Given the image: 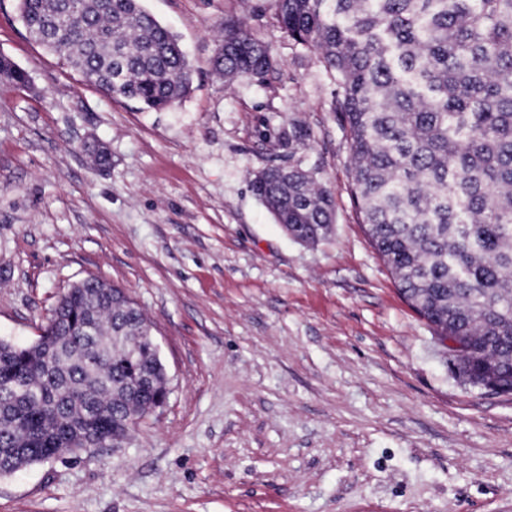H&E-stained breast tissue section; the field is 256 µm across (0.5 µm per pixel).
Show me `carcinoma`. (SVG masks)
Returning <instances> with one entry per match:
<instances>
[{"mask_svg":"<svg viewBox=\"0 0 512 512\" xmlns=\"http://www.w3.org/2000/svg\"><path fill=\"white\" fill-rule=\"evenodd\" d=\"M282 29L319 53L339 87L332 111L352 146L362 224L409 304L452 336L465 384L512 385V0H277ZM19 0L31 37L112 97L162 111L186 97L192 65L142 0ZM226 77L266 79L270 48L224 23L214 57ZM27 73L0 56V84ZM254 195L293 240L333 233L327 185L271 167ZM146 319L118 287L92 277L59 300L43 357L0 348V474L43 463L77 432L119 444L131 414L155 403V354L125 339Z\"/></svg>","mask_w":512,"mask_h":512,"instance_id":"obj_1","label":"carcinoma"}]
</instances>
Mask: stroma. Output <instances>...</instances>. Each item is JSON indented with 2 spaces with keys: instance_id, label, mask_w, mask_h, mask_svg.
<instances>
[{
  "instance_id": "1",
  "label": "stroma",
  "mask_w": 512,
  "mask_h": 512,
  "mask_svg": "<svg viewBox=\"0 0 512 512\" xmlns=\"http://www.w3.org/2000/svg\"><path fill=\"white\" fill-rule=\"evenodd\" d=\"M143 5L194 69L164 111L87 83L0 0V55L30 79L0 88V339L33 343L97 277L152 323L170 380L121 447L0 476V512H512V396L453 376L365 235L318 53L277 0ZM228 20L270 46L265 82L215 72ZM288 165L333 192L318 245L251 190Z\"/></svg>"
}]
</instances>
